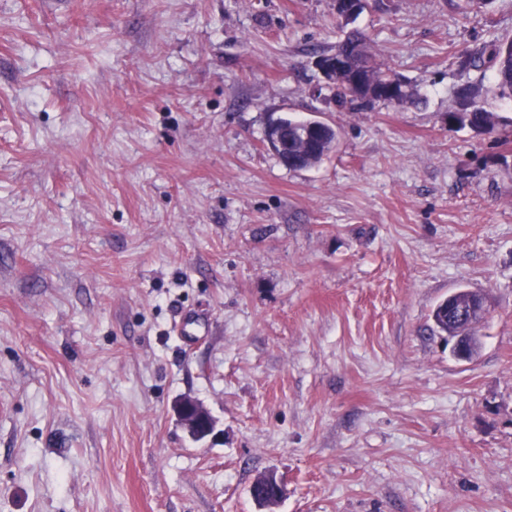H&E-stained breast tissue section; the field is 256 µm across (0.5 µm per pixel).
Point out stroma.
Segmentation results:
<instances>
[{
	"label": "stroma",
	"mask_w": 512,
	"mask_h": 512,
	"mask_svg": "<svg viewBox=\"0 0 512 512\" xmlns=\"http://www.w3.org/2000/svg\"><path fill=\"white\" fill-rule=\"evenodd\" d=\"M0 0V512H512V0ZM481 88L498 134L451 124ZM339 132L306 170L269 117ZM485 294L468 361L435 332ZM184 395L215 421L193 439ZM271 472L279 502L258 505ZM345 54L352 60L353 66L360 71H349L336 76L334 80L327 83L328 87L333 91L332 96L328 99L340 108L350 107L352 110H362L366 106L376 102L397 106L400 108L414 105L419 100L418 91L407 81L402 80L401 84L397 82L394 94L386 95L378 92L377 88L386 87L389 80V72L383 68V65L376 61L369 42L365 36L353 30L344 36V38L336 45V49L331 53H324L320 56L326 57L332 53ZM370 71L369 83H359L360 75L368 74ZM463 69H491L495 88L501 97H512V38L461 53Z\"/></svg>",
	"instance_id": "1"
}]
</instances>
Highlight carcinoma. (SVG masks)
<instances>
[{
	"instance_id": "cac0c4a2",
	"label": "carcinoma",
	"mask_w": 512,
	"mask_h": 512,
	"mask_svg": "<svg viewBox=\"0 0 512 512\" xmlns=\"http://www.w3.org/2000/svg\"><path fill=\"white\" fill-rule=\"evenodd\" d=\"M335 52L351 58L355 70L336 76L328 83L333 91L329 101L340 108L350 107L362 110L376 102L400 108L418 102V91L408 82L396 86L394 93L386 95L378 89L386 87L389 72L376 61L365 36L353 30L336 45ZM459 66L463 69H490L493 72L495 88L499 95L512 97V38L493 42L476 50L461 53ZM479 88L462 85L455 91L459 108L448 113L453 123L471 129L478 135L494 133L499 126L497 113L477 101ZM282 126L288 129V139L295 149L293 159L288 161L291 170H304L317 166L332 152L338 139V131L325 122L311 123V120L281 118ZM435 330L451 334L455 328L448 315V303H439L432 312Z\"/></svg>"
}]
</instances>
